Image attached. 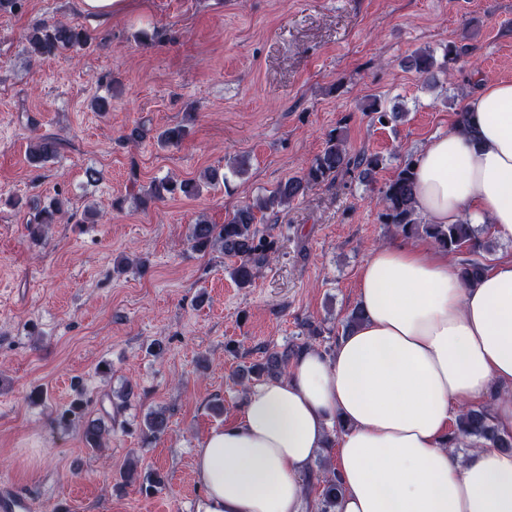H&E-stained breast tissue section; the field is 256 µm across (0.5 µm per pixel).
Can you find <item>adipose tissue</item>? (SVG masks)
<instances>
[{"instance_id":"adipose-tissue-1","label":"adipose tissue","mask_w":512,"mask_h":512,"mask_svg":"<svg viewBox=\"0 0 512 512\" xmlns=\"http://www.w3.org/2000/svg\"><path fill=\"white\" fill-rule=\"evenodd\" d=\"M474 134L433 136L415 164L417 207L433 224H490L512 240V82L466 100ZM365 322L332 356L302 349L283 378L252 386L240 416L194 453V512H312L305 482L341 423V512H512V452L458 462L452 408L501 398L512 433V259L465 285L427 243L371 248L358 278Z\"/></svg>"}]
</instances>
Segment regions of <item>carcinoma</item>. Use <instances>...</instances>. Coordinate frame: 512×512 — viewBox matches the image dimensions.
Wrapping results in <instances>:
<instances>
[{"label":"carcinoma","mask_w":512,"mask_h":512,"mask_svg":"<svg viewBox=\"0 0 512 512\" xmlns=\"http://www.w3.org/2000/svg\"><path fill=\"white\" fill-rule=\"evenodd\" d=\"M26 50L34 59H47L63 51H78L86 48L90 42L88 32L69 22H44L33 27L26 35ZM407 66L414 70L424 81L432 82L436 78L435 58L431 51L418 50L407 60ZM187 135L184 125L165 128L157 135V140L166 146L176 145ZM59 143L52 137H41L33 142L28 150V160L33 166H42L58 153ZM382 158L377 154H349L345 139L341 133L330 135L326 147L315 157L311 165L299 178L289 179L279 184L270 194L259 197L238 209L227 222L211 224L205 219L191 225L189 241L199 252L219 250L225 256L235 259L229 274L241 288L249 287L259 269L268 261L270 250L267 241L257 229V214L276 207L288 205L310 186L332 180L350 169H362L370 173L379 168ZM220 179L216 169L205 170L199 178L176 181L171 178L155 180L151 183L144 198L160 201L167 197L181 195L194 198L201 192L202 186H212ZM379 203L382 205L384 223L394 227L405 238L423 235L432 240L439 248L454 257L468 249L473 254L457 263L460 279L466 283L477 282L486 271V265L476 255L489 249L487 242L480 239L475 226L459 224H427L420 217L416 206L414 164L407 162L397 175L379 189ZM69 200L56 197L48 205L36 210L28 221V230L35 240L42 238L45 228L58 223L68 212ZM296 353L293 346L270 353L262 362L243 368L241 378L251 375L257 378L278 379L286 372L289 361ZM168 417L162 411H150L143 420L142 432L153 438L165 433ZM112 434V427L104 419L88 420L84 424L83 436L86 447L101 449ZM475 438L489 442V445L512 452V434L499 431L493 422L489 406H470L457 415L452 429L448 432V445L458 444L462 439ZM122 483L135 486L139 492L151 495L158 491L163 478L157 473L136 475L133 465H128L120 473ZM316 480V512H339L344 495V486L335 470L319 465V471L309 475Z\"/></svg>","instance_id":"obj_1"}]
</instances>
